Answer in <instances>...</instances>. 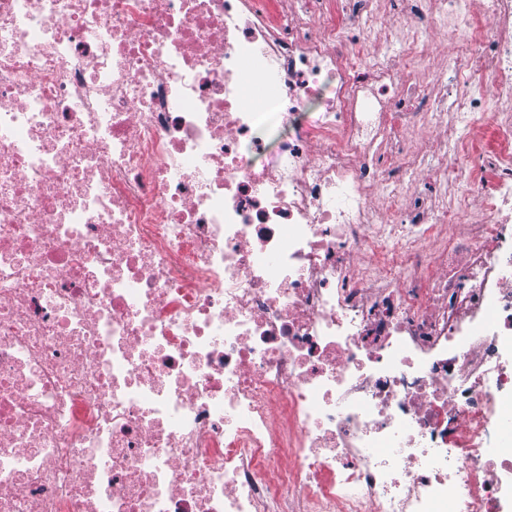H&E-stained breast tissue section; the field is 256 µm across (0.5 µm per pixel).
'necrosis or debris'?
I'll list each match as a JSON object with an SVG mask.
<instances>
[{"mask_svg":"<svg viewBox=\"0 0 512 512\" xmlns=\"http://www.w3.org/2000/svg\"><path fill=\"white\" fill-rule=\"evenodd\" d=\"M511 339L512 0H0V512H502ZM428 51L430 55L431 72L421 80L423 86L430 82L433 78L435 71L447 63L448 54L451 52L448 47V41L441 35L432 33L427 37Z\"/></svg>","mask_w":512,"mask_h":512,"instance_id":"necrosis-or-debris-1","label":"necrosis or debris"}]
</instances>
